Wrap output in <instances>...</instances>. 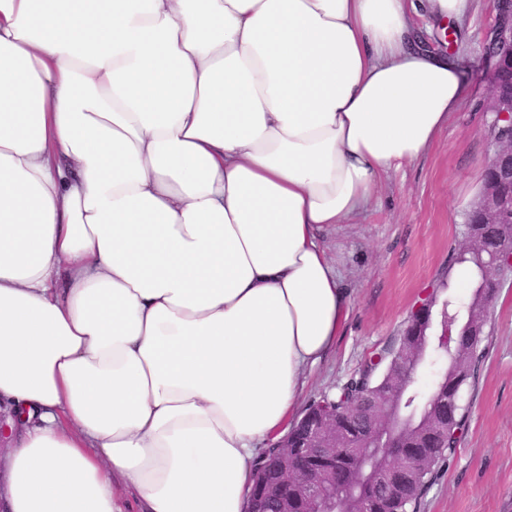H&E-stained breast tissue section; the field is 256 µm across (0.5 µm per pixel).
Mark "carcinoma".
I'll use <instances>...</instances> for the list:
<instances>
[{"label": "carcinoma", "mask_w": 512, "mask_h": 512, "mask_svg": "<svg viewBox=\"0 0 512 512\" xmlns=\"http://www.w3.org/2000/svg\"><path fill=\"white\" fill-rule=\"evenodd\" d=\"M492 243L507 236L505 224L463 225L461 241L454 250L455 262L471 261V231ZM478 345L472 337L458 334L453 347L442 354L437 385L427 394H417L405 402L388 397L401 364L423 363L438 351L435 338L421 331L406 340L393 353L369 358L333 394L314 401L288 430V446L303 435L306 418H321L332 412L336 421L345 423L355 448L336 449V483L323 488L318 496L336 493V509L360 512L363 501L374 502L376 512H415L423 496L427 478L433 473L445 451L455 448L454 429L464 414L461 405L447 398L448 390L472 376ZM448 419V428L437 430L434 423ZM279 449L272 447L255 459L254 468L262 486L260 495L248 500L250 512H280V504L293 493H284L279 477L272 475Z\"/></svg>", "instance_id": "obj_1"}]
</instances>
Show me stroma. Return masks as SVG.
I'll use <instances>...</instances> for the list:
<instances>
[{
    "mask_svg": "<svg viewBox=\"0 0 512 512\" xmlns=\"http://www.w3.org/2000/svg\"><path fill=\"white\" fill-rule=\"evenodd\" d=\"M497 0H475L467 29L445 38L433 24L430 49L458 60L464 93L430 148L380 179L357 223L327 228L323 244L350 295L334 348L307 376L299 408L334 392L374 352L398 349L412 311L440 285L490 155L486 110ZM474 373L460 393V441L440 463L418 512H512V282L489 313Z\"/></svg>",
    "mask_w": 512,
    "mask_h": 512,
    "instance_id": "obj_1",
    "label": "stroma"
}]
</instances>
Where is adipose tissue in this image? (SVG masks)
I'll use <instances>...</instances> for the list:
<instances>
[{
	"label": "adipose tissue",
	"mask_w": 512,
	"mask_h": 512,
	"mask_svg": "<svg viewBox=\"0 0 512 512\" xmlns=\"http://www.w3.org/2000/svg\"><path fill=\"white\" fill-rule=\"evenodd\" d=\"M473 0H0V512H244L349 299L318 236L463 95Z\"/></svg>",
	"instance_id": "adipose-tissue-1"
}]
</instances>
